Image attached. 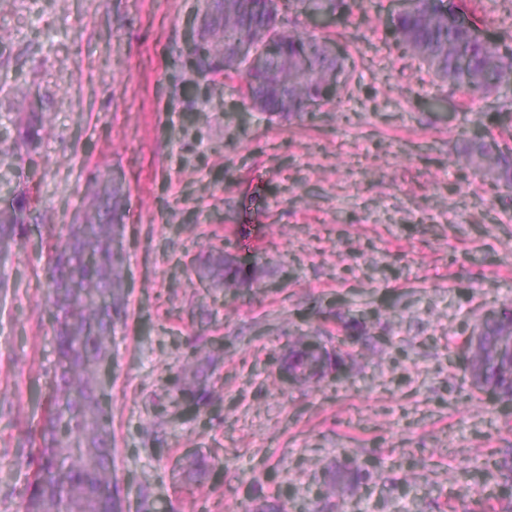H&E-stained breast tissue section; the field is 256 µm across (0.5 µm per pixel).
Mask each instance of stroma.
I'll return each mask as SVG.
<instances>
[{
    "label": "stroma",
    "mask_w": 512,
    "mask_h": 512,
    "mask_svg": "<svg viewBox=\"0 0 512 512\" xmlns=\"http://www.w3.org/2000/svg\"><path fill=\"white\" fill-rule=\"evenodd\" d=\"M346 2L318 27L282 0L290 32L347 62L315 117L271 120L241 77L198 70L188 27L207 0H0V178L28 197L0 260V512H20L44 416L33 395L54 370L49 249L112 176L128 298L107 391L125 512H512V401L473 385L468 348L512 306V186L457 154L478 129L512 153V83L478 100L450 89L397 47L404 0ZM450 2L512 47V0ZM28 96L44 112L30 142ZM222 250L258 271L253 287L193 274ZM357 321L366 335H350ZM302 336L338 370L285 381Z\"/></svg>",
    "instance_id": "stroma-1"
}]
</instances>
